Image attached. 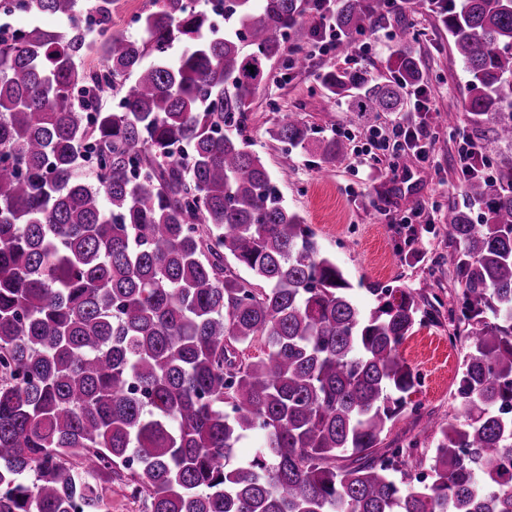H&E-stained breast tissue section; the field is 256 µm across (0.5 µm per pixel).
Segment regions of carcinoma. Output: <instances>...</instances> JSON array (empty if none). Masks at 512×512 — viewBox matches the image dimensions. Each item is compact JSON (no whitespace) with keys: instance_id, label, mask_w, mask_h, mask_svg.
Returning a JSON list of instances; mask_svg holds the SVG:
<instances>
[{"instance_id":"cac0c4a2","label":"carcinoma","mask_w":512,"mask_h":512,"mask_svg":"<svg viewBox=\"0 0 512 512\" xmlns=\"http://www.w3.org/2000/svg\"><path fill=\"white\" fill-rule=\"evenodd\" d=\"M113 2L0 0L69 22L0 26V512H106L116 477L144 512H512V165L465 184L482 223L443 216L465 422L426 415L420 477L419 443L384 440L420 382L401 346L438 309L388 288L361 308L244 138L283 42L317 25L312 0H224L222 34L199 0H151L137 38L112 30ZM385 12L337 0L334 22L350 38ZM444 19L497 154L512 147V0ZM409 34L394 78L321 85L368 125L398 111L424 80ZM273 137L310 133L290 116ZM345 147L324 139L320 158ZM247 433L260 446L235 463Z\"/></svg>"}]
</instances>
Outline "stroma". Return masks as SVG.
Wrapping results in <instances>:
<instances>
[{"instance_id": "1", "label": "stroma", "mask_w": 512, "mask_h": 512, "mask_svg": "<svg viewBox=\"0 0 512 512\" xmlns=\"http://www.w3.org/2000/svg\"><path fill=\"white\" fill-rule=\"evenodd\" d=\"M418 38L412 48L419 58L429 92L430 129L436 138L428 163L409 153L379 152L376 167L359 165L357 154L370 146V128L391 123H418L411 103L381 113L374 126L350 112L346 100L327 95L316 80L325 70H367L390 77L388 61L406 28ZM370 49L361 56H313L306 72L285 71L283 61L272 67L273 77L252 97L253 113L244 135L266 162L288 208L298 212L316 238L344 269L353 296L363 308L373 307L375 288L420 291L433 282L444 308L457 305L459 286L454 265L438 244L441 220L448 206L467 208L473 221H482L483 206H470L456 166L459 131H472L464 101L468 75L451 50L442 15L430 11L426 0H406L402 10L386 14ZM295 113L311 130L306 147H289L272 136L283 114ZM332 136L347 139L344 157L321 161L316 142ZM453 326L447 317L437 324L416 327L401 348L421 382L409 397L422 413L448 419L462 416L455 397L462 360L460 346L450 345Z\"/></svg>"}]
</instances>
